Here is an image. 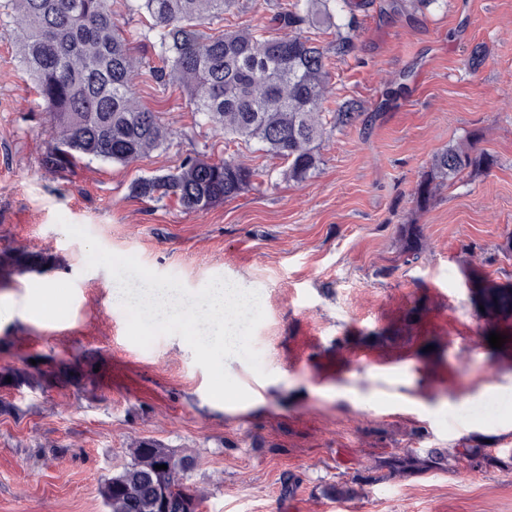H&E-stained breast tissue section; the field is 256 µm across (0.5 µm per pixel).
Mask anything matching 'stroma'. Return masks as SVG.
Instances as JSON below:
<instances>
[{
	"mask_svg": "<svg viewBox=\"0 0 512 512\" xmlns=\"http://www.w3.org/2000/svg\"><path fill=\"white\" fill-rule=\"evenodd\" d=\"M358 22L357 51L329 69L333 103L353 99L361 112L325 137L318 170L295 184L282 159L205 124L184 89L140 76L136 98L159 112L167 147L128 165L47 170L50 117L0 9V250L55 258L46 271L0 277V301L17 311L0 322V368L38 356L90 377L81 389L0 387V512H109L100 483L140 438L195 458L198 512H512V473L495 468L373 481L342 505L323 493L397 448L471 437L512 451V352L480 344L468 289L474 267L512 284V251L502 249L512 234V0L425 10L374 0ZM477 46L484 60L473 70L465 61ZM468 135L493 166L417 210L411 193L431 155ZM230 154L256 171L255 185L207 211L131 194L136 179L186 158ZM60 216L189 290L222 277L258 291L253 344L267 375L225 361L250 400L211 399L181 337L132 343L111 274L87 269L85 245ZM403 224L424 229L411 264ZM48 285L55 308L28 310ZM288 472L302 482L285 498Z\"/></svg>",
	"mask_w": 512,
	"mask_h": 512,
	"instance_id": "1",
	"label": "stroma"
}]
</instances>
